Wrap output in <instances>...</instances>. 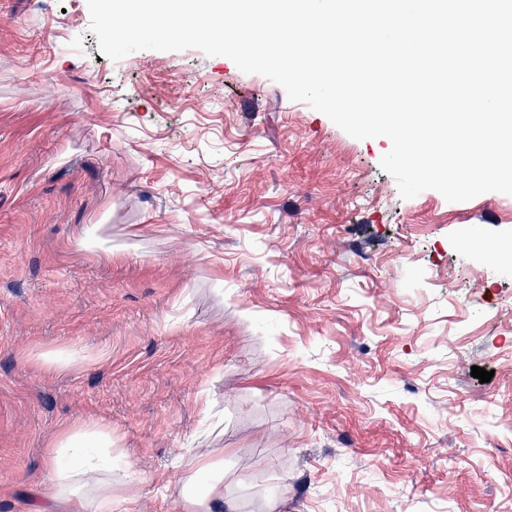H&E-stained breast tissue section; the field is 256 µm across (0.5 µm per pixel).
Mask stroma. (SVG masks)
Here are the masks:
<instances>
[{"instance_id": "35a3bbf8", "label": "stroma", "mask_w": 512, "mask_h": 512, "mask_svg": "<svg viewBox=\"0 0 512 512\" xmlns=\"http://www.w3.org/2000/svg\"><path fill=\"white\" fill-rule=\"evenodd\" d=\"M390 147L0 0V512H70L46 445L84 420L115 512H183L199 448L236 512H512V279L466 245L512 251V195L401 198Z\"/></svg>"}]
</instances>
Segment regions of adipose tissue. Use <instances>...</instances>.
Returning a JSON list of instances; mask_svg holds the SVG:
<instances>
[{
	"label": "adipose tissue",
	"mask_w": 512,
	"mask_h": 512,
	"mask_svg": "<svg viewBox=\"0 0 512 512\" xmlns=\"http://www.w3.org/2000/svg\"><path fill=\"white\" fill-rule=\"evenodd\" d=\"M59 493L73 512L93 500L96 512H112V431L93 422L76 423L48 444ZM224 498V466L212 452H199L184 479V512H212Z\"/></svg>",
	"instance_id": "adipose-tissue-1"
}]
</instances>
